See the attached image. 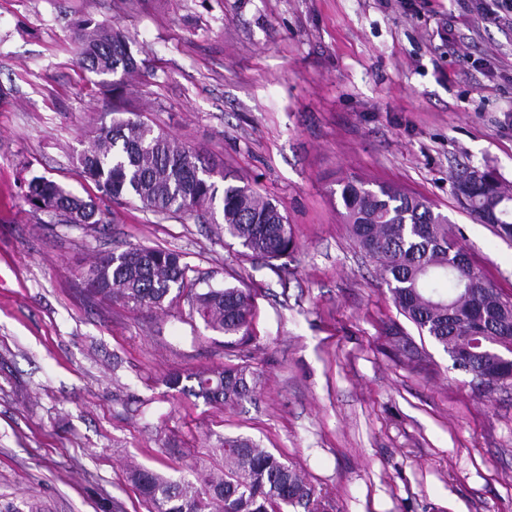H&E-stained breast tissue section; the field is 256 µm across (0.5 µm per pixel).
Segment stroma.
<instances>
[{
  "label": "stroma",
  "instance_id": "stroma-1",
  "mask_svg": "<svg viewBox=\"0 0 512 512\" xmlns=\"http://www.w3.org/2000/svg\"><path fill=\"white\" fill-rule=\"evenodd\" d=\"M471 3L0 0V512H149L133 468L196 484L235 436L300 471L320 512H512V389L474 390L399 313L335 193L356 177L419 194L512 299V241L448 180L461 164L512 185V28ZM86 17L132 42L128 111L278 203L296 243L281 271L78 169L109 104L74 54ZM35 175L95 197L102 223L33 211ZM132 245L181 254L188 282L245 283L246 344L226 348L184 294L152 311L90 297L88 267ZM243 361L261 383L236 404L165 383Z\"/></svg>",
  "mask_w": 512,
  "mask_h": 512
}]
</instances>
